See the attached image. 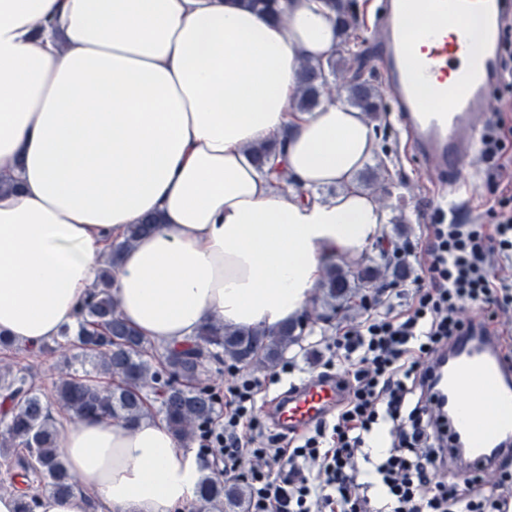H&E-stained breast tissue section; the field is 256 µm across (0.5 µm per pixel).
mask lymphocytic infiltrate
<instances>
[{"label":"lymphocytic infiltrate","mask_w":512,"mask_h":512,"mask_svg":"<svg viewBox=\"0 0 512 512\" xmlns=\"http://www.w3.org/2000/svg\"><path fill=\"white\" fill-rule=\"evenodd\" d=\"M511 137L498 115L481 141L488 177L503 183L494 223L461 224L436 212L419 244L397 248L427 260L402 285L406 308L387 303L329 345L331 358L350 366L330 420L311 433L260 437L254 408L261 381L237 375L228 383L222 422L201 431L200 446L232 463L249 461L250 512H380L368 496L363 463L366 439L382 422L390 442L373 472L391 512H512L511 473L489 488L475 476L437 480L448 467V433L433 415L427 372L431 359L476 330L500 337L503 351H512V328L499 319L512 307V182L503 179L512 168L503 151ZM467 304L480 310L478 321L461 318Z\"/></svg>","instance_id":"obj_1"}]
</instances>
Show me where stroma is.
I'll use <instances>...</instances> for the list:
<instances>
[{"label": "stroma", "instance_id": "1", "mask_svg": "<svg viewBox=\"0 0 512 512\" xmlns=\"http://www.w3.org/2000/svg\"><path fill=\"white\" fill-rule=\"evenodd\" d=\"M355 3L357 24L343 37L338 53L351 63L361 65L366 79L379 87L383 80L372 27L380 0H355ZM381 105L382 110L375 120L378 144L375 155L384 166L374 180H367L362 173L357 176L358 183L367 184L378 204L392 216L391 223L384 227L380 243L372 244L364 251L365 256L374 259L380 255L381 243L417 241L423 233L424 214L442 204L437 186L426 177L406 145L392 116L394 105L389 96H382ZM485 169L483 161L471 164L465 172L466 187L452 200L451 207L462 223L490 224L494 221L492 208L501 188L486 178ZM364 315V310L357 309L349 316L335 320L330 328L309 325L302 347L289 351L284 365L272 371H256L255 376L262 381L266 396L265 401L257 403L255 410L262 432H274L269 416L270 402L290 384L302 383L319 374H342L343 365L330 362L327 345L345 326L358 323Z\"/></svg>", "mask_w": 512, "mask_h": 512}]
</instances>
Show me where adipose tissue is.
Here are the masks:
<instances>
[{"label":"adipose tissue","instance_id":"1","mask_svg":"<svg viewBox=\"0 0 512 512\" xmlns=\"http://www.w3.org/2000/svg\"><path fill=\"white\" fill-rule=\"evenodd\" d=\"M332 0H0V338L36 347L79 321L129 225L160 223L121 257L126 321L167 347L217 319H295L339 254L388 215L356 182L375 149L361 112L293 108L298 64L334 57ZM307 190H281L248 161ZM337 187L329 200L316 197ZM59 448L79 489L36 512H182L201 470L162 418L71 419Z\"/></svg>","mask_w":512,"mask_h":512}]
</instances>
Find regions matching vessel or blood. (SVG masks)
I'll list each match as a JSON object with an SVG mask.
<instances>
[{
  "instance_id": "vessel-or-blood-1",
  "label": "vessel or blood",
  "mask_w": 512,
  "mask_h": 512,
  "mask_svg": "<svg viewBox=\"0 0 512 512\" xmlns=\"http://www.w3.org/2000/svg\"><path fill=\"white\" fill-rule=\"evenodd\" d=\"M413 2L452 19L453 28L410 31L406 15ZM474 17L481 21L476 31L469 26ZM510 19L512 0H381L375 27L396 121L441 184L458 186L479 148L491 91L501 83L503 26ZM432 377L448 411L449 433L463 447L462 470L491 469L512 453V369L501 362L497 337H460L433 365ZM482 392L492 397L493 411L466 416V405ZM340 396L332 378L288 389L277 398L273 422L284 431L310 425Z\"/></svg>"
}]
</instances>
